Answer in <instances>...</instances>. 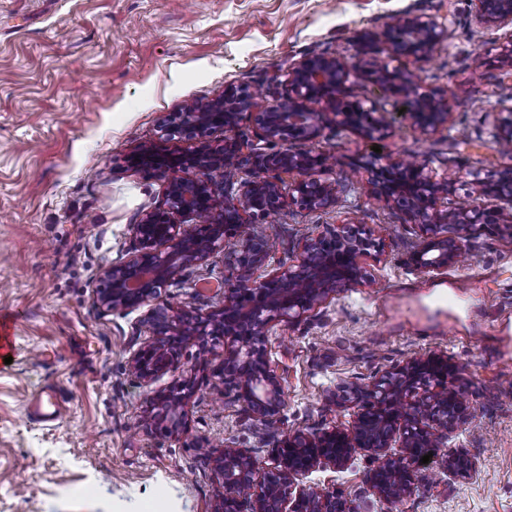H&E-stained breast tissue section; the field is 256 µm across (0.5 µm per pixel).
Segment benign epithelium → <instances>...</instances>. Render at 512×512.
<instances>
[{
    "label": "benign epithelium",
    "instance_id": "benign-epithelium-1",
    "mask_svg": "<svg viewBox=\"0 0 512 512\" xmlns=\"http://www.w3.org/2000/svg\"><path fill=\"white\" fill-rule=\"evenodd\" d=\"M477 19L489 28L512 27V0H471ZM448 29L426 14L403 12L380 33L358 37L361 71L376 86L401 98V118L411 128L434 132L448 126L450 112L444 94L423 91L414 73L391 66L399 56L425 61L448 41ZM350 72L336 57L310 51L289 74L288 93L261 113L262 139L273 151L250 147L253 174L231 180L213 177L231 161L241 165L247 143L233 131L253 106L244 89L228 88L204 104H191L164 121L169 138L192 137L200 148L188 155L167 153L150 145L136 147L129 166L155 170L165 179L164 203L130 225V258L107 268L98 288L99 306L106 312L127 313L156 297L167 283L204 263L218 250L232 260L224 284V304L204 315L184 317L159 307L150 318L151 331L133 353L130 368L150 384L178 368L175 344L191 336H229L224 365L214 377L231 380L238 400L256 422L270 425L283 406L281 381L271 367L265 343L280 323L297 324L316 305L364 283L358 258L382 247V236H361L350 223L327 224L306 238L296 260L268 270L274 243L257 226L285 204L314 213L336 206V184L315 177L321 156L294 153L288 143L313 142L328 123L351 129L370 143L391 133L394 118L360 100H350ZM324 104L325 111L314 108ZM224 129V144L213 147L209 132ZM497 147L512 149V119L495 135ZM193 170L186 178L181 172ZM381 194L419 228L410 265L421 273L440 274L460 261L463 240L492 224L512 233V169L481 184L491 206L439 208L447 183L432 179L416 158H400L378 169ZM207 222L179 224L174 215ZM194 381L180 379L154 395L147 419L157 430L175 434L186 427L185 406ZM462 405L448 386V360L438 354L412 358L357 390L348 424L319 430L299 429L276 441L272 463L265 464L256 448H222L208 444L205 453L224 484L217 512H353L347 500L304 478L319 469H342L356 449L381 459L369 484L384 503L414 492L426 479L435 458L420 459L447 447L448 417Z\"/></svg>",
    "mask_w": 512,
    "mask_h": 512
}]
</instances>
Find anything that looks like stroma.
I'll return each instance as SVG.
<instances>
[{"mask_svg": "<svg viewBox=\"0 0 512 512\" xmlns=\"http://www.w3.org/2000/svg\"><path fill=\"white\" fill-rule=\"evenodd\" d=\"M416 10L451 36L428 60L398 65L421 90L446 93L447 127L423 134L398 121L375 148L329 124L316 141L290 144L324 157L315 175L335 183L338 203L269 217L271 266L346 218L386 237L382 252L359 259L363 286L270 336L284 399L274 429L248 418L233 382L213 383L230 338L189 339L175 371L139 383L130 359L152 311L219 308L228 269L218 251L127 314L99 308L100 277L126 258L129 224L163 197V178L131 168L128 154L142 144L193 152L196 140L165 136L163 118L230 86L254 92L236 135L260 144L258 113L286 93L310 50L351 66L348 86L365 105L397 112L395 97L357 71L356 38ZM505 36L476 19L470 0H0V316L15 321L13 361H0V512H210L224 486L200 446L257 448L269 460L271 431L347 422L352 387L426 352L447 356L467 402L446 453L476 470L431 468L398 512H512V233L482 228L456 266L413 271L419 231L378 197L370 164L377 150L415 156L447 181L443 206L476 203L481 181L512 167L494 138L499 103L512 97ZM186 377L195 380L186 429L156 432L146 418L155 392ZM51 388L64 400L61 419L31 422L29 400ZM376 465L360 450L309 479L355 512H387L367 481Z\"/></svg>", "mask_w": 512, "mask_h": 512, "instance_id": "obj_1", "label": "stroma"}]
</instances>
